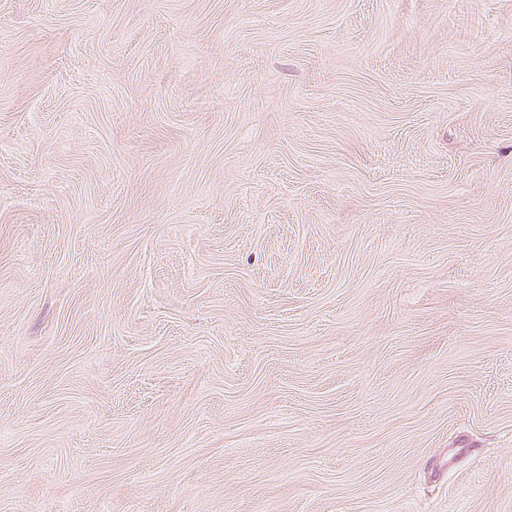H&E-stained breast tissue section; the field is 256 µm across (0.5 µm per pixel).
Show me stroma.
Wrapping results in <instances>:
<instances>
[{
  "label": "stroma",
  "mask_w": 512,
  "mask_h": 512,
  "mask_svg": "<svg viewBox=\"0 0 512 512\" xmlns=\"http://www.w3.org/2000/svg\"><path fill=\"white\" fill-rule=\"evenodd\" d=\"M0 512H512V0H0Z\"/></svg>",
  "instance_id": "35a3bbf8"
}]
</instances>
